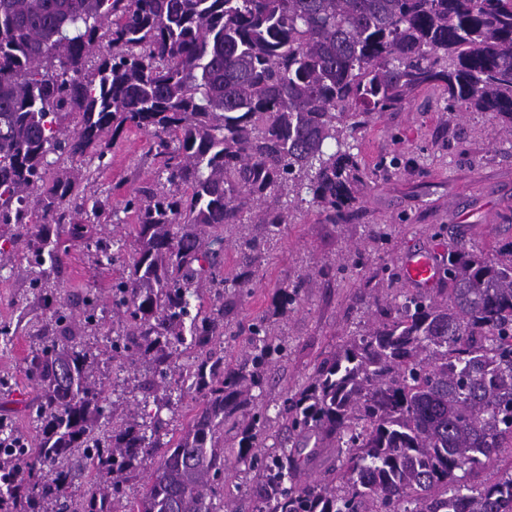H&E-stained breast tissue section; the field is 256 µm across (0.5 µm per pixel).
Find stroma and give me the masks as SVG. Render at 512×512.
<instances>
[{
    "label": "stroma",
    "instance_id": "35a3bbf8",
    "mask_svg": "<svg viewBox=\"0 0 512 512\" xmlns=\"http://www.w3.org/2000/svg\"><path fill=\"white\" fill-rule=\"evenodd\" d=\"M144 133L125 130L105 155L85 195L101 200L106 212L96 233L114 237L122 250L113 262L99 260L93 241H73L61 265L51 271L44 289L30 283V270L13 261L0 270V325L13 336L0 343V422L14 432L37 437L39 426L28 406L37 390L25 374L26 361L44 337L54 335L55 307L70 308L71 332L77 348L95 363L91 378L105 389L116 415H136L139 422H160V438H178L200 408L199 395L171 403L156 399L153 372L143 363L113 357L110 349L112 305L101 301L99 325L82 324L81 300L87 290L104 289L123 271L138 247L134 221L122 201L136 188L153 182L156 166L145 155ZM363 163L398 157L387 172H378L359 188L350 221L332 224L308 207L296 211L292 224L266 245L244 294L228 295L224 321L234 326L269 318L288 349L267 373L262 388L253 389L251 408L268 415L261 437L272 447L283 421L277 411L287 394L304 384L328 351L368 329L376 315L374 299L388 292V273L411 252L435 246L434 233L459 238L485 250L512 240V136L481 112L458 117L445 112L437 92L424 90L400 109L386 112L367 127L355 146ZM387 226L389 238L374 243L371 232ZM361 250L362 263L339 273V260ZM303 281L301 301L278 309L281 290Z\"/></svg>",
    "mask_w": 512,
    "mask_h": 512
}]
</instances>
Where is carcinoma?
<instances>
[{
  "instance_id": "cac0c4a2",
  "label": "carcinoma",
  "mask_w": 512,
  "mask_h": 512,
  "mask_svg": "<svg viewBox=\"0 0 512 512\" xmlns=\"http://www.w3.org/2000/svg\"><path fill=\"white\" fill-rule=\"evenodd\" d=\"M96 58L92 69L87 60ZM426 88L444 110L512 131V0H0V224L37 287L102 208L78 192L106 139L135 128L157 182L126 197L139 247L112 279L123 325L112 355L150 362L203 407L175 443L135 419L107 421L104 388L73 345L72 314L25 373L38 442L0 438V512H112L134 466L154 464L137 512H213L235 466L257 471L254 512H512V241L487 254L448 245L443 287L400 291L325 357L279 414L294 449L256 447L249 392L284 344L257 318L254 354L227 361L224 294L246 287L261 242L239 238L224 276L223 230L265 238L307 204L332 224L355 212L366 172L357 134ZM57 164L53 175L47 168ZM99 296L82 300L98 325ZM194 354L193 363L178 362ZM242 411L241 451L217 432ZM335 460L302 479L297 449ZM96 486L69 498L77 476Z\"/></svg>"
}]
</instances>
